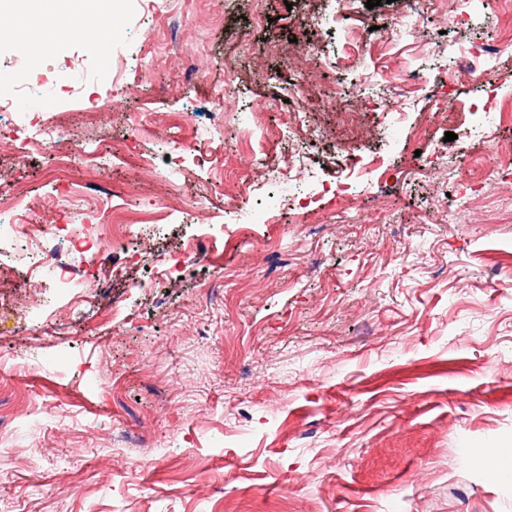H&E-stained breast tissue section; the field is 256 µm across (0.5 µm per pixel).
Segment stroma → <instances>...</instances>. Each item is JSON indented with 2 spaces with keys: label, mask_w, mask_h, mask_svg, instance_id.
Returning <instances> with one entry per match:
<instances>
[{
  "label": "stroma",
  "mask_w": 512,
  "mask_h": 512,
  "mask_svg": "<svg viewBox=\"0 0 512 512\" xmlns=\"http://www.w3.org/2000/svg\"><path fill=\"white\" fill-rule=\"evenodd\" d=\"M154 2L135 16L185 14L176 51L154 50L132 24L79 71L67 69L83 51L74 40L56 55L0 53V85L27 68L67 72L50 91L57 141L112 143L111 161L81 159L66 189L52 155L18 138L0 152V190L41 200L38 223L77 221L94 204L78 184L99 178L124 212L162 220L150 237L133 225L135 262L108 244L93 265L58 246L77 279L98 281L75 309L52 274L30 280L22 256L0 250V303L22 290L29 307L26 321L0 317V389L22 394L0 411V512H512V123L469 115L468 103L485 102L480 85L450 81L434 54L443 41L463 53L505 39L512 15L478 0L468 25L429 27L395 52L356 48L332 19L348 8L356 25L381 27L402 0H299L292 11L283 0ZM260 12L268 27L251 29ZM313 46L336 68L309 61ZM419 66L431 91L391 125L366 101L330 98L337 80L377 68L395 93ZM228 77L243 125L271 87L305 82L297 108L320 131L309 222L282 223L280 189L244 197L236 179L287 158V112L270 108L273 133L259 142L196 132ZM97 99L123 109L92 111ZM434 110L441 120L426 125ZM417 147L447 163V178L425 175ZM178 155L185 170L167 164ZM500 165L499 181H483ZM339 182L373 188L357 206L335 205L326 189ZM233 198L263 219L236 223ZM213 224L224 227L214 250L164 278L165 257ZM122 430L143 447H116ZM420 471L427 481L413 483ZM300 473L311 481L290 489Z\"/></svg>",
  "instance_id": "35a3bbf8"
}]
</instances>
